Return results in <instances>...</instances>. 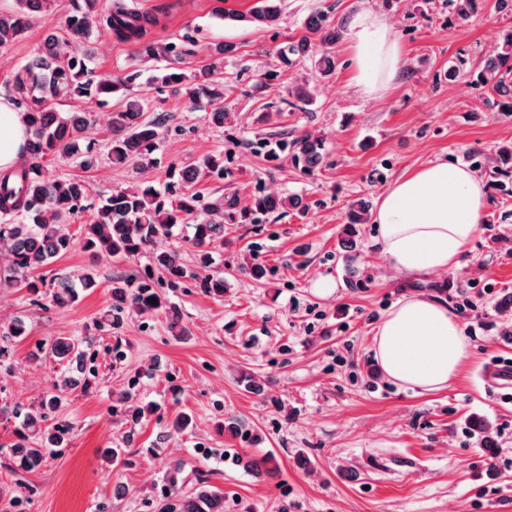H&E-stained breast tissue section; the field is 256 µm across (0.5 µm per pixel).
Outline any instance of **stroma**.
Listing matches in <instances>:
<instances>
[{"mask_svg": "<svg viewBox=\"0 0 512 512\" xmlns=\"http://www.w3.org/2000/svg\"><path fill=\"white\" fill-rule=\"evenodd\" d=\"M150 9L164 26L157 38L177 46L178 66L199 70L208 49L234 45L219 72L224 81L223 127L210 124L207 101H190L151 83L168 60L145 62L134 44L117 40L104 18L113 0H99L93 35L98 78L123 77L130 96L145 99L148 117L164 116L160 150L141 168L101 160L85 170L67 159L45 161L53 176L81 179L87 210L69 226L80 235L90 206L112 191L149 181L170 183L172 169L214 151L224 153V175L202 178L195 191L235 196L247 208L258 191L301 195L307 212L291 210L253 224L225 221L224 243L213 250V273L226 290L215 298L198 282L168 287L153 280L182 316L187 336L175 338L165 314H127L120 328L106 327L112 279L138 284L151 254L179 250L192 261L186 231L158 238L146 253L126 261H101L99 288L65 306L25 288H0V327L23 319L29 334L0 347V512H161L173 490L220 487L224 512H512V403L486 394L476 374L488 360L512 357V319L498 303L512 293V192L485 176L488 204L460 267L418 277L396 274L374 244L373 224L360 227L351 251L339 246L349 203L377 202L399 177L442 159L468 163L473 152L493 156L512 141V116L482 106L466 82L443 74L455 57L479 63L512 27V16L494 10L467 21L450 18L446 0H283L279 24L258 28L225 20V8L248 11L254 0H125ZM361 9L375 12L403 47L400 72L388 91L365 95L352 80L346 40L335 46L336 69L322 76L311 64L282 74L274 84L276 48L306 33L308 17L328 11L350 23ZM64 11H54L26 36L0 49V97L8 96L17 67L38 55L45 35L62 31ZM306 85L310 102L291 106L288 90ZM265 112L278 123L260 122ZM307 132L325 140L321 169L306 174L288 162L272 163L266 143L281 132ZM262 264L256 280L245 263ZM333 282L331 293L317 289ZM484 289L477 309H462L461 295ZM422 293L463 327L480 321L470 353L445 389H405L388 379L372 352L377 325L404 297ZM88 337L95 378L75 390L51 418L71 426L68 444L47 452L33 472L15 469L11 446L19 427L14 405L38 407L54 392L53 358L28 365L39 344L59 337ZM124 357L113 362V349ZM138 379L141 400L158 411L138 424L112 411L116 395ZM193 420L167 436L178 413ZM496 429L484 447L472 416ZM232 417L240 436L218 433ZM124 449L116 466L101 458ZM273 453L270 469L247 468L252 457ZM178 471L179 485L168 476Z\"/></svg>", "mask_w": 512, "mask_h": 512, "instance_id": "35a3bbf8", "label": "stroma"}]
</instances>
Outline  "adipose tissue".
I'll return each instance as SVG.
<instances>
[{
    "instance_id": "adipose-tissue-1",
    "label": "adipose tissue",
    "mask_w": 512,
    "mask_h": 512,
    "mask_svg": "<svg viewBox=\"0 0 512 512\" xmlns=\"http://www.w3.org/2000/svg\"><path fill=\"white\" fill-rule=\"evenodd\" d=\"M353 81L369 96L390 89L403 48L373 13L349 24ZM27 138L24 112L0 98V169L16 166ZM487 207L486 186L469 168L436 161L397 179L373 214L375 244L398 273L413 276L459 267ZM374 355L385 375L410 389L438 391L457 376L469 350L460 321L419 296L399 302L376 327Z\"/></svg>"
}]
</instances>
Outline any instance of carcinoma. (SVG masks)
Masks as SVG:
<instances>
[{
    "label": "carcinoma",
    "instance_id": "carcinoma-1",
    "mask_svg": "<svg viewBox=\"0 0 512 512\" xmlns=\"http://www.w3.org/2000/svg\"><path fill=\"white\" fill-rule=\"evenodd\" d=\"M56 0H16V8L0 13V49L21 40L31 26L50 11ZM98 0H82L76 10L65 17L66 37L50 32L43 40L42 49L30 62L18 68L12 78V96L24 108L27 117V142L22 162L0 173V286L22 285L33 293L39 292V269L75 245L68 225L77 213L86 194L85 184L78 178L48 177L42 162L48 158H75L85 168L93 167L96 155L88 143L90 117L86 112H59L56 105L67 99H85L98 104H114L111 113V137L107 157L115 165L139 166L152 162L161 142L162 120L147 118V106L139 98L126 93V79L110 81L94 79L90 68L89 44L93 37ZM488 0H448V12L461 21L476 16ZM280 16V0H255L246 13L224 9V19L246 21L259 26L274 24ZM112 32L121 39L138 40V55L146 61H158L174 53L176 45L166 40H145L142 27L117 10L106 18ZM308 34L289 39L276 49L279 67L270 70L265 78L273 81L284 70L303 62H311L322 74L336 67L332 49L341 38L342 27L331 22L328 13L317 11L306 23ZM316 35L312 41L310 35ZM234 51L227 43L209 48L215 64L187 75L177 67L157 71L151 81L171 89L175 94H186L192 99L205 97L214 108L209 113L210 123L224 126V84L215 77L216 64ZM468 79L469 86L489 91L483 103L499 112L512 113V30L494 46L483 64L477 68L464 60L448 67V80ZM288 153L295 167L306 173L319 169L324 160L325 145L321 137L306 133L293 139L278 140L269 150V158H278V152ZM208 172L224 176V154L213 153L192 166L178 171L179 181L186 191L171 197L152 183L133 190H118L103 196L94 206L93 217L83 225L81 248L88 253L89 264L65 275L52 301L66 305L76 297L74 289L93 291L99 285L97 266L100 261L124 259L141 254L156 238L167 236L178 225L191 228V246L194 248V266H187L178 251L156 254L151 264L161 271L172 287L186 279L200 280L201 288L213 296L224 295V277L210 274L211 248L224 242V217L236 213V199L222 195L203 200L191 189L200 174ZM512 172V143L497 147L492 173ZM306 209L303 198L296 195L263 194L244 211L243 218L255 221L256 216L283 210ZM371 204L365 198L353 201L348 208L342 244L353 243L358 227L369 220ZM156 299L152 304L149 299ZM134 312L152 316L167 314L171 332L185 333V327L176 308L168 303L163 293L143 282L130 288L128 281H112V305L107 311L109 326L120 324L123 314ZM89 340L62 337L56 339L48 354L63 364L58 386L61 390L86 386L94 370L87 367ZM61 397L52 396L37 409L13 413L23 415L20 442L14 444L13 458L18 468L33 472L41 467L46 451L63 448L70 427L47 424L49 413L60 404ZM165 512H224V491L215 486H204L177 497L166 506Z\"/></svg>",
    "mask_w": 512,
    "mask_h": 512
}]
</instances>
